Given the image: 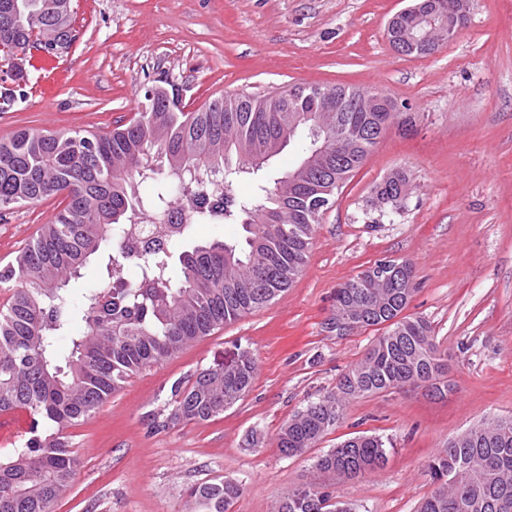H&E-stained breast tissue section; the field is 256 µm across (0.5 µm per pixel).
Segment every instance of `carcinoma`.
Returning <instances> with one entry per match:
<instances>
[{
  "mask_svg": "<svg viewBox=\"0 0 512 512\" xmlns=\"http://www.w3.org/2000/svg\"><path fill=\"white\" fill-rule=\"evenodd\" d=\"M58 0H0V59L25 48L36 35L44 53L74 26L73 11L56 9ZM322 87L294 85L273 95L222 96L186 112L177 90L144 93L128 121L98 134L87 130L52 133L22 129L0 140V214L39 202L60 191L68 202L14 261L0 269V284L12 294L0 309V412L26 409L28 438L0 461V512H51L72 486L78 460L66 432L92 414L131 375L162 364L200 338L272 302L301 276L315 225L313 205L333 201L350 174L372 152L393 124L411 117L388 100L367 104L361 90L336 87L339 111H324ZM26 97L20 84L0 83V112ZM319 123V140L297 138L305 114ZM309 165L290 167L273 186L256 184L249 195H224L204 183L181 180L187 166H218L255 161L251 173L290 144ZM150 182L141 194L135 184ZM408 175L397 170L374 189L375 201L402 208ZM178 197L190 217L180 239L196 224H240V243L216 240L179 255L172 247L128 246L132 218L160 217ZM112 240L110 279L85 293L83 331L64 352L58 338L69 333L79 312L66 285ZM134 259L138 281L118 275ZM378 283L352 278L336 289V314L363 326H382L364 357L344 373L337 392L312 402L280 429L281 453L302 454L343 418L350 400L428 383L443 396L448 369L430 325L404 314L416 284L413 265ZM256 361L237 350L224 365L199 372L193 381L171 386L173 421H208L224 413L251 387ZM388 448L379 436L347 439L318 457L317 471L357 479L382 468ZM428 470L434 488L417 512H512V420L472 428L448 441ZM243 493L238 483L214 477L191 485L187 498L196 512H231ZM277 512H348L323 485L312 481L289 490Z\"/></svg>",
  "mask_w": 512,
  "mask_h": 512,
  "instance_id": "carcinoma-1",
  "label": "carcinoma"
}]
</instances>
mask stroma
<instances>
[{
    "label": "stroma",
    "mask_w": 512,
    "mask_h": 512,
    "mask_svg": "<svg viewBox=\"0 0 512 512\" xmlns=\"http://www.w3.org/2000/svg\"><path fill=\"white\" fill-rule=\"evenodd\" d=\"M411 0H72L77 38L25 65L26 97L0 112V139L30 127L112 130L147 88L175 86L186 111L221 95L289 84L372 88L407 106L315 226L302 275L279 297L132 375L69 429L80 466L53 512H192L187 486L242 485L232 512H276L291 488L320 479L351 512H417L429 461L452 435L512 415V0H474L462 32L430 55L397 54L389 19ZM397 168L411 182L401 210L374 208ZM57 194L0 215V267L63 207ZM383 258L410 261L406 310L430 324L453 389L406 387L351 400L315 447L286 456L282 425L335 391L378 335L328 328L337 288ZM257 364L223 415L171 421V385L235 349ZM390 442L366 477L318 478L317 458L355 435Z\"/></svg>",
    "instance_id": "obj_1"
}]
</instances>
